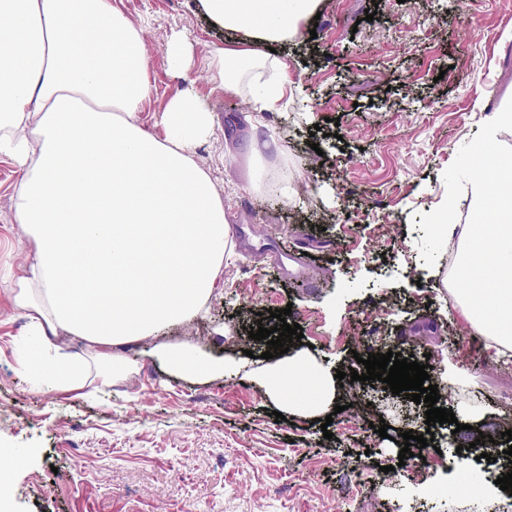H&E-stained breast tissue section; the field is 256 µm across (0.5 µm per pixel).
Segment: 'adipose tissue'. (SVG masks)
<instances>
[{
  "label": "adipose tissue",
  "mask_w": 512,
  "mask_h": 512,
  "mask_svg": "<svg viewBox=\"0 0 512 512\" xmlns=\"http://www.w3.org/2000/svg\"><path fill=\"white\" fill-rule=\"evenodd\" d=\"M319 0H202L216 26L246 34L219 50L225 90H256L279 69L268 47L295 37ZM141 26L112 0H0V158L24 171L14 223L30 245L11 299L28 319L27 344L46 374L33 389L109 386L135 368L125 346L192 320L212 294L231 243L224 202L196 164L212 134L210 112L173 97L162 136L138 115L151 95ZM461 269H488L459 314L503 352L512 351V225L452 224ZM83 345L74 355L51 336ZM158 360L197 376H233L240 357L203 352L193 341L160 344ZM280 406L320 417L336 399L330 370L302 351L252 370Z\"/></svg>",
  "instance_id": "1"
}]
</instances>
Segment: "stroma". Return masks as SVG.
<instances>
[{
    "instance_id": "obj_1",
    "label": "stroma",
    "mask_w": 512,
    "mask_h": 512,
    "mask_svg": "<svg viewBox=\"0 0 512 512\" xmlns=\"http://www.w3.org/2000/svg\"><path fill=\"white\" fill-rule=\"evenodd\" d=\"M112 2L146 29L154 91L142 128L160 134L167 101L185 90L213 114L195 158L224 200L234 256L203 316L127 346L137 369L124 380L96 395L34 391L15 351L28 320L9 294L22 174L0 159V457L24 456L8 512H512V496L472 498L459 478L507 446L512 356L460 316L458 244L434 220L468 199L478 165L512 152V0H322L319 21L275 47L284 97L259 112V133L277 150L258 169L241 121L255 106L214 76L217 52L240 33L212 25L201 0ZM174 36L193 50L189 72L167 61ZM292 230L313 254L306 283L285 279L264 251ZM286 307L304 334L294 349L330 369L364 372L354 353L368 338L429 361L439 407L464 429L418 427L435 436L428 471L400 465L403 426L376 400L382 382L339 388L328 440L309 415L275 421L276 403L248 374L189 377L150 354L190 336L215 356L261 355L268 345L250 331ZM381 419L383 437L372 428ZM432 484L446 496L425 493Z\"/></svg>"
}]
</instances>
